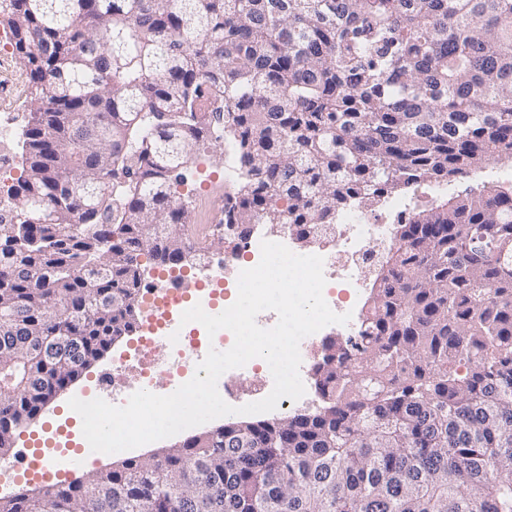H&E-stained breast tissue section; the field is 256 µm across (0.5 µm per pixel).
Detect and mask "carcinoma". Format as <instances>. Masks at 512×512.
I'll list each match as a JSON object with an SVG mask.
<instances>
[{"mask_svg": "<svg viewBox=\"0 0 512 512\" xmlns=\"http://www.w3.org/2000/svg\"><path fill=\"white\" fill-rule=\"evenodd\" d=\"M26 167L0 216V454L133 325L141 257L187 265L182 171L214 124L226 224L305 239L355 204L512 160V0H0ZM307 413L0 512H512V187L398 220Z\"/></svg>", "mask_w": 512, "mask_h": 512, "instance_id": "1", "label": "carcinoma"}]
</instances>
